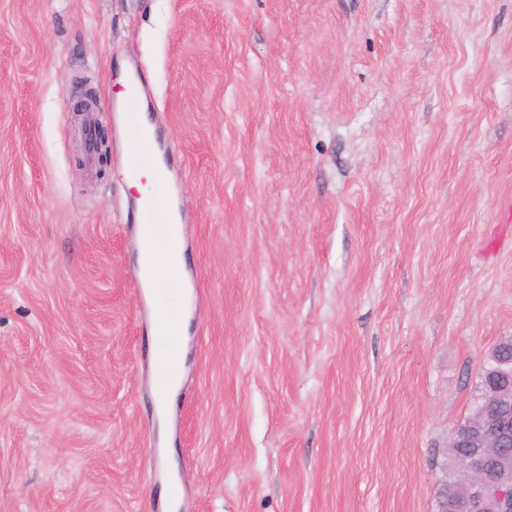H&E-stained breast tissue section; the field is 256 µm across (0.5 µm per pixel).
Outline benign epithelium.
I'll return each mask as SVG.
<instances>
[{
  "instance_id": "7a95c632",
  "label": "benign epithelium",
  "mask_w": 512,
  "mask_h": 512,
  "mask_svg": "<svg viewBox=\"0 0 512 512\" xmlns=\"http://www.w3.org/2000/svg\"><path fill=\"white\" fill-rule=\"evenodd\" d=\"M96 149L101 166H108L109 131L98 125ZM449 441L467 452L462 460L465 479L443 484L436 512H512V382L493 378L489 405L475 420L453 430Z\"/></svg>"
}]
</instances>
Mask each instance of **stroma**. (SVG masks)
I'll return each mask as SVG.
<instances>
[{
    "instance_id": "35a3bbf8",
    "label": "stroma",
    "mask_w": 512,
    "mask_h": 512,
    "mask_svg": "<svg viewBox=\"0 0 512 512\" xmlns=\"http://www.w3.org/2000/svg\"><path fill=\"white\" fill-rule=\"evenodd\" d=\"M126 71L204 290L163 422ZM507 336L512 0H0V512H170L164 431L177 512H435Z\"/></svg>"
}]
</instances>
